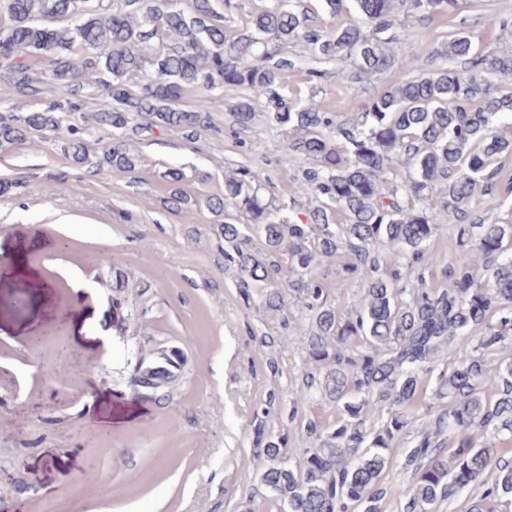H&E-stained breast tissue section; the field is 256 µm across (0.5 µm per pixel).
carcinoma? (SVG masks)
I'll use <instances>...</instances> for the list:
<instances>
[{"label":"carcinoma","instance_id":"cac0c4a2","mask_svg":"<svg viewBox=\"0 0 512 512\" xmlns=\"http://www.w3.org/2000/svg\"><path fill=\"white\" fill-rule=\"evenodd\" d=\"M351 2L354 18L309 23L304 0H261L250 26L226 35L224 21L241 0H9L0 32V83L22 97L56 89L43 112H0V147L18 149L62 131L66 109L101 85L90 119L112 139L68 143L72 164L95 175L136 174L144 159L129 140L142 132H176L192 142L222 135L210 96L233 85L264 98V118L293 132L281 158L293 167L300 195L316 205L297 216V199L265 198L260 168L224 174V191L199 200L185 193V173L169 169L167 203L178 212L204 202L224 241L218 265L233 270L245 304L263 313L302 302L306 369L293 393L291 417L315 395L337 404L332 424L308 418L304 447L260 431V482L270 504L286 512H385L392 498L403 512H439L468 496L465 512L512 507V218L488 222L501 204L498 168L512 155L499 129L512 118V54L486 55L462 27L436 48L425 67L369 98L338 120L313 101H295L282 76L302 46L309 59L353 68L338 76L362 82L410 62L394 45V11L421 21L459 9L460 0H319L331 17ZM197 93L194 107L180 102ZM233 124L256 117L251 97L229 105ZM303 159L306 164L294 166ZM39 190L35 177L0 179V194ZM456 224L462 258L447 263L428 251L436 212ZM265 250L251 249V233ZM390 250L380 259L377 245ZM345 258L337 295L359 278L352 305L328 301L315 270ZM448 286L435 288L427 277ZM463 344H457V341ZM490 351L505 354L491 364ZM154 370L145 381H176L184 358L175 347L145 351ZM435 381L432 392L427 385ZM429 428L401 443L419 412ZM411 476L406 488L385 482L394 466Z\"/></svg>","mask_w":512,"mask_h":512}]
</instances>
